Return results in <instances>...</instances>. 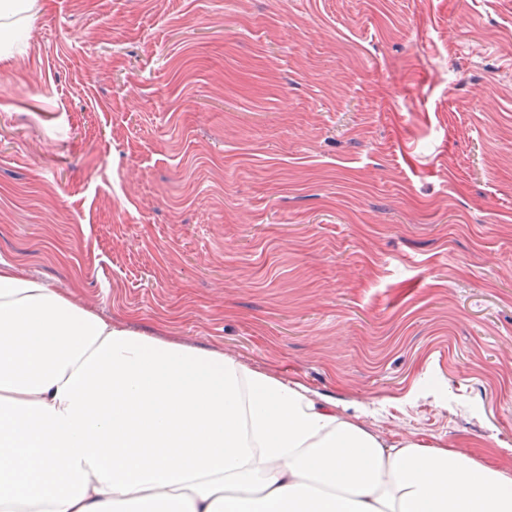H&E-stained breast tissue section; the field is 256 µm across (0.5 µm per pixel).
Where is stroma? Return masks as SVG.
I'll list each match as a JSON object with an SVG mask.
<instances>
[{"instance_id": "obj_1", "label": "stroma", "mask_w": 512, "mask_h": 512, "mask_svg": "<svg viewBox=\"0 0 512 512\" xmlns=\"http://www.w3.org/2000/svg\"><path fill=\"white\" fill-rule=\"evenodd\" d=\"M0 259L512 473V0H34Z\"/></svg>"}]
</instances>
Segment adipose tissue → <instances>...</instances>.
<instances>
[{"instance_id":"ef3b65f1","label":"adipose tissue","mask_w":512,"mask_h":512,"mask_svg":"<svg viewBox=\"0 0 512 512\" xmlns=\"http://www.w3.org/2000/svg\"><path fill=\"white\" fill-rule=\"evenodd\" d=\"M512 512V476L0 261V512Z\"/></svg>"}]
</instances>
